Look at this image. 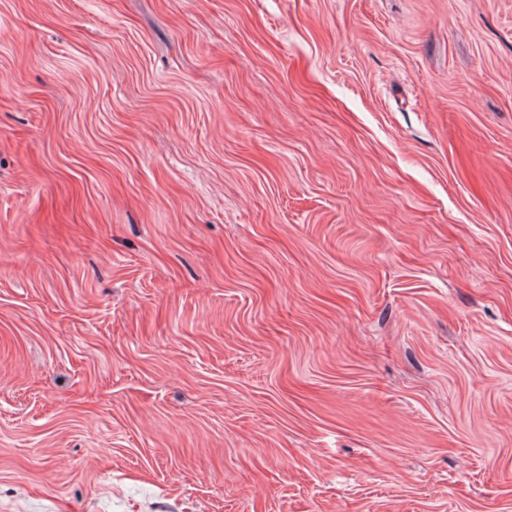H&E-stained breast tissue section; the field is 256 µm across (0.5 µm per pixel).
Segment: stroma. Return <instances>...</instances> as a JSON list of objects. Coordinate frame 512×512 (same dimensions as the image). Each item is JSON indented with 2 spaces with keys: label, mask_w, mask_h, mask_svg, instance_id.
<instances>
[{
  "label": "stroma",
  "mask_w": 512,
  "mask_h": 512,
  "mask_svg": "<svg viewBox=\"0 0 512 512\" xmlns=\"http://www.w3.org/2000/svg\"><path fill=\"white\" fill-rule=\"evenodd\" d=\"M0 512H512V0H0Z\"/></svg>",
  "instance_id": "35a3bbf8"
}]
</instances>
